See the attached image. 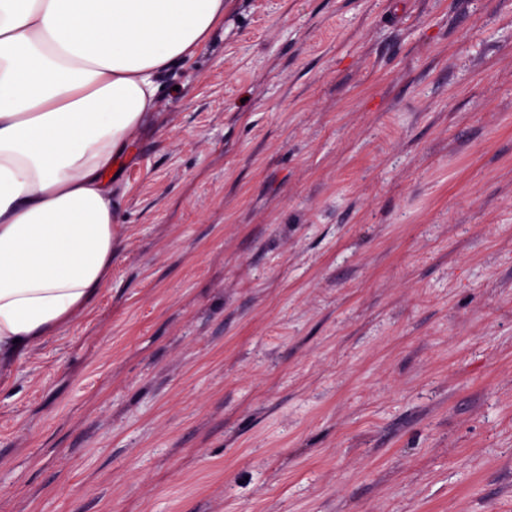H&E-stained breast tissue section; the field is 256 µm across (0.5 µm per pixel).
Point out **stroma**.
<instances>
[{
  "label": "stroma",
  "mask_w": 512,
  "mask_h": 512,
  "mask_svg": "<svg viewBox=\"0 0 512 512\" xmlns=\"http://www.w3.org/2000/svg\"><path fill=\"white\" fill-rule=\"evenodd\" d=\"M112 180L0 512H512V0H226Z\"/></svg>",
  "instance_id": "obj_1"
}]
</instances>
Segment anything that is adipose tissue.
Segmentation results:
<instances>
[{
    "label": "adipose tissue",
    "mask_w": 512,
    "mask_h": 512,
    "mask_svg": "<svg viewBox=\"0 0 512 512\" xmlns=\"http://www.w3.org/2000/svg\"><path fill=\"white\" fill-rule=\"evenodd\" d=\"M224 0H0V366L112 274V168Z\"/></svg>",
    "instance_id": "1"
}]
</instances>
